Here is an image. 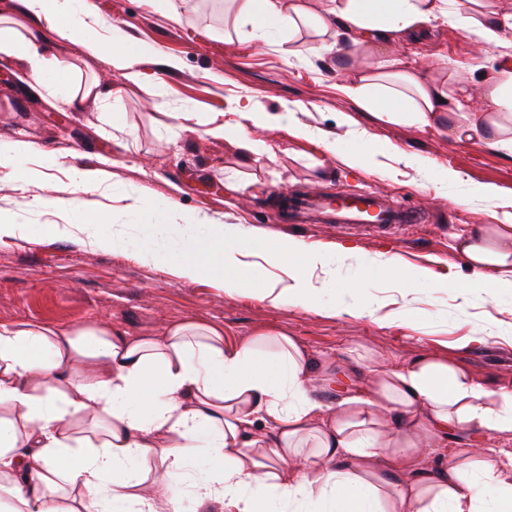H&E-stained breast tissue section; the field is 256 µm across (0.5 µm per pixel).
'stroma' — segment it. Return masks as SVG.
Wrapping results in <instances>:
<instances>
[{"label": "stroma", "mask_w": 512, "mask_h": 512, "mask_svg": "<svg viewBox=\"0 0 512 512\" xmlns=\"http://www.w3.org/2000/svg\"><path fill=\"white\" fill-rule=\"evenodd\" d=\"M177 15L150 0H94L97 12L129 40L153 48L139 66L138 82L125 81L103 61L81 64L73 83L96 81L100 98L81 108L35 94L19 80L20 63L0 56V140L21 139L74 156L77 167L101 171L100 186L77 192L78 213L107 212L134 238L146 220L126 208V191L171 201L217 224H240L265 238L288 234L333 253L335 288L349 290L365 308L355 315L274 305L244 292L226 295L210 278H181L173 263L143 264L135 250L101 251L77 229L78 213L29 206L30 191L0 180V216L17 224L0 238V323L39 321L69 326L94 319L149 336L165 324L200 319L222 326L234 340L263 331L298 339L335 379L320 396L335 403L337 381L367 378L380 363L419 354L449 357L490 388L512 383V297L479 292L462 297L456 283L468 272L458 242L475 224H512V157L459 140L439 126L420 128L378 121L346 91L357 72L336 67L335 55H311L317 37L263 41L237 26L228 0H172ZM382 52L410 66L451 71L478 87L500 64L512 61V29L498 46H478L450 23L429 26ZM280 112L289 124L259 131L272 155L242 157L235 141L209 135L211 119L236 112ZM352 117L354 126L344 124ZM312 130L294 136L292 124ZM363 130L385 154L376 166L351 168L324 148L323 139L346 141ZM415 154L457 171L459 182H435L425 168L400 162ZM491 186L496 199L478 196ZM330 194L382 192L420 209L423 221L394 230L390 239L364 228L274 220L284 190ZM71 224L70 235L46 225ZM393 256L402 269L417 268L427 286L404 288L391 279L364 276L371 260ZM409 307V319L394 320Z\"/></svg>", "instance_id": "obj_1"}]
</instances>
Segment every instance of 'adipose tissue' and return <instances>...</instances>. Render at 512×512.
<instances>
[{
  "label": "adipose tissue",
  "mask_w": 512,
  "mask_h": 512,
  "mask_svg": "<svg viewBox=\"0 0 512 512\" xmlns=\"http://www.w3.org/2000/svg\"><path fill=\"white\" fill-rule=\"evenodd\" d=\"M38 29L0 28V54L21 60L31 80L78 107L100 97L98 84L76 89L71 60L112 65L129 82L148 47L132 45L106 24L91 0H18ZM235 20L258 37L308 28L334 35L336 67H364L349 91L380 120L420 127L447 122L512 157V63L488 79L485 111L454 75H433L375 52L371 35H408L454 22L476 42L499 43L512 13L498 0H232ZM278 112H241L213 122L214 137L234 136L247 154L268 144L250 129L281 124ZM65 155L24 140H0V171L28 188H44ZM136 214L157 215L145 238L119 230L91 234L99 250L135 247L153 263L170 259L186 280L210 277L228 295L251 292L276 305L315 309L314 273L332 256L302 240H260L239 224L129 198ZM460 248L470 275L463 291L512 295V224H478ZM283 278L263 279L265 265ZM320 377L295 338L264 333L234 341L203 320L132 336L105 321L67 328L41 322L0 323V512H512V451L490 457L467 448L416 470L415 449L451 433L512 435V388L491 389L443 357L418 355L373 372L361 393L329 405L317 398Z\"/></svg>",
  "instance_id": "ef3b65f1"
}]
</instances>
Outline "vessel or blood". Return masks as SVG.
<instances>
[{
	"label": "vessel or blood",
	"mask_w": 512,
	"mask_h": 512,
	"mask_svg": "<svg viewBox=\"0 0 512 512\" xmlns=\"http://www.w3.org/2000/svg\"><path fill=\"white\" fill-rule=\"evenodd\" d=\"M286 218L295 224H365L386 231L422 220L410 208L391 205L383 195L342 190L331 195L309 193L291 197Z\"/></svg>",
	"instance_id": "b4317fda"
}]
</instances>
